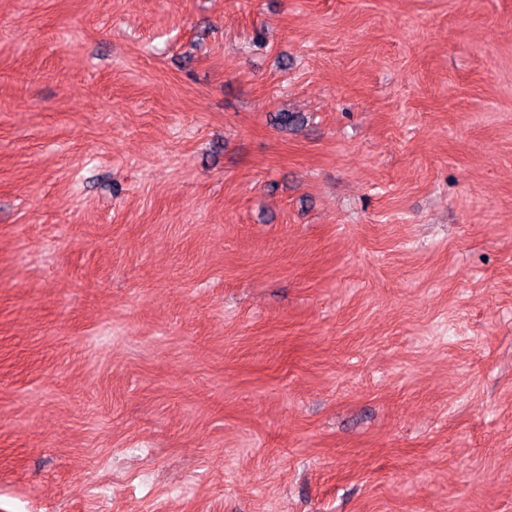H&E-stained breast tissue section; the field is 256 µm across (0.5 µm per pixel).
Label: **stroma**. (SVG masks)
<instances>
[{"instance_id":"35a3bbf8","label":"stroma","mask_w":512,"mask_h":512,"mask_svg":"<svg viewBox=\"0 0 512 512\" xmlns=\"http://www.w3.org/2000/svg\"><path fill=\"white\" fill-rule=\"evenodd\" d=\"M0 512H512V0H0Z\"/></svg>"}]
</instances>
